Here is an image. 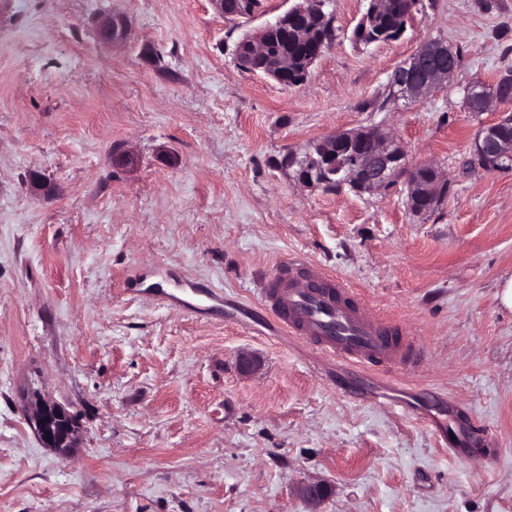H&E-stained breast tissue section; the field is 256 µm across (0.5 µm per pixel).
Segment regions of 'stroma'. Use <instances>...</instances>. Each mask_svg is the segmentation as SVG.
Returning a JSON list of instances; mask_svg holds the SVG:
<instances>
[{"mask_svg":"<svg viewBox=\"0 0 512 512\" xmlns=\"http://www.w3.org/2000/svg\"><path fill=\"white\" fill-rule=\"evenodd\" d=\"M294 4L0 0V512H512V170L471 151L512 102L462 104L512 71V0H420L368 47L348 39L366 0H330L337 37L304 84L241 69L238 40ZM111 11L118 47L93 26ZM431 40L459 51L453 81L388 103ZM367 128L447 180L434 209L281 166ZM294 254L406 328L422 368L361 379L278 327L260 287ZM180 280L181 301L150 293ZM210 290L223 316L195 318ZM37 395L79 420L70 454L42 446ZM96 31L101 43L116 47L126 41L128 23L124 15L114 12L96 20Z\"/></svg>","mask_w":512,"mask_h":512,"instance_id":"obj_1","label":"stroma"}]
</instances>
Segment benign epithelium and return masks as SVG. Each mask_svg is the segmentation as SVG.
<instances>
[{
    "instance_id": "benign-epithelium-1",
    "label": "benign epithelium",
    "mask_w": 512,
    "mask_h": 512,
    "mask_svg": "<svg viewBox=\"0 0 512 512\" xmlns=\"http://www.w3.org/2000/svg\"><path fill=\"white\" fill-rule=\"evenodd\" d=\"M312 9L311 0L286 11L271 23L264 25L256 34L243 38L236 46L235 56L242 60V47L251 48L252 55H260L265 49V36L275 26H288V19L307 17ZM99 41L116 47L128 37V23L124 15L111 13L96 20ZM455 58L448 54V47L442 46L431 54L420 50L400 64L393 72L390 86L398 99L411 103L421 99L440 82L450 79L456 72ZM466 96L475 98L485 110L495 100L502 102L512 98V84L504 82L501 87L487 95L480 85L466 89ZM474 156L488 159L499 165L501 170L512 169V114L486 127L472 142ZM320 163L319 175L313 176L301 170L295 172V180L303 185L318 187L334 183L340 178L358 193L374 194L402 182L408 189V197L424 195L437 196L443 185L438 172H431L428 181L417 175L418 166L409 164L402 143L394 136L379 129L372 131L340 132L323 139L315 146ZM32 422L35 432L46 448L66 452L75 447L79 433L71 414L62 406L36 398ZM323 483H309L300 488L301 496L309 502H318L328 493Z\"/></svg>"
}]
</instances>
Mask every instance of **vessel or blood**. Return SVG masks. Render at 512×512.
I'll use <instances>...</instances> for the list:
<instances>
[{
	"label": "vessel or blood",
	"instance_id": "1",
	"mask_svg": "<svg viewBox=\"0 0 512 512\" xmlns=\"http://www.w3.org/2000/svg\"><path fill=\"white\" fill-rule=\"evenodd\" d=\"M264 305L291 332L312 342L324 355L365 367H420L423 357L406 330L391 325L358 305L349 289L294 255L267 278Z\"/></svg>",
	"mask_w": 512,
	"mask_h": 512
}]
</instances>
